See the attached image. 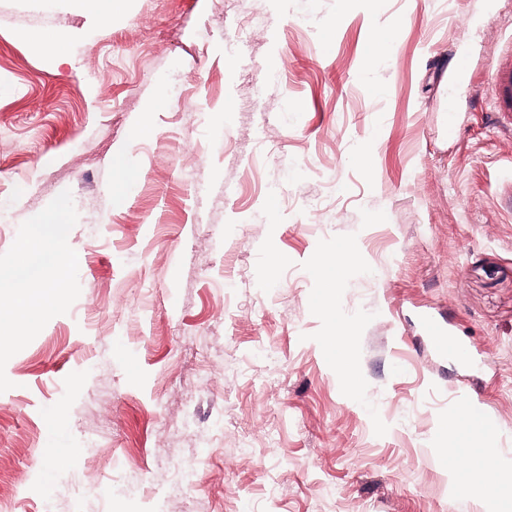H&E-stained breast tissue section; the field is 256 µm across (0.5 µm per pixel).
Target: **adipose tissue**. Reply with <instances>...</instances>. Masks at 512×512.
I'll return each instance as SVG.
<instances>
[{"label": "adipose tissue", "instance_id": "obj_1", "mask_svg": "<svg viewBox=\"0 0 512 512\" xmlns=\"http://www.w3.org/2000/svg\"><path fill=\"white\" fill-rule=\"evenodd\" d=\"M61 213L47 215L37 232V242L19 243L20 264L0 269V323L20 329L33 313L48 312L65 300L64 281H47V270L60 262L57 247L66 234Z\"/></svg>", "mask_w": 512, "mask_h": 512}]
</instances>
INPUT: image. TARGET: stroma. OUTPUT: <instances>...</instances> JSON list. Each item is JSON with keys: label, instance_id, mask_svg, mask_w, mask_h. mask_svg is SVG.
<instances>
[{"label": "stroma", "instance_id": "1", "mask_svg": "<svg viewBox=\"0 0 512 512\" xmlns=\"http://www.w3.org/2000/svg\"><path fill=\"white\" fill-rule=\"evenodd\" d=\"M105 6L0 0V266L68 206L66 300L0 348V512H512V0ZM489 90L498 118L512 126V55L492 64ZM112 197L119 198L122 190L134 183L138 178L137 171L128 165L124 158L117 157L113 162ZM422 333L436 351L463 354V350L456 341L449 338L443 328L431 318H426L422 323Z\"/></svg>", "mask_w": 512, "mask_h": 512}]
</instances>
